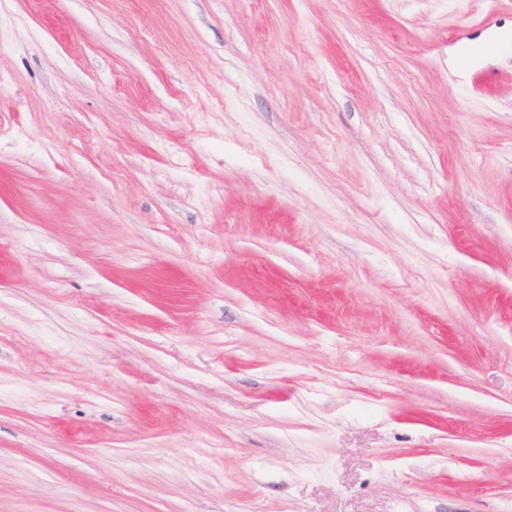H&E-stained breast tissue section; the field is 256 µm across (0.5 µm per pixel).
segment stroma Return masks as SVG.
I'll list each match as a JSON object with an SVG mask.
<instances>
[{
    "label": "stroma",
    "instance_id": "1",
    "mask_svg": "<svg viewBox=\"0 0 512 512\" xmlns=\"http://www.w3.org/2000/svg\"><path fill=\"white\" fill-rule=\"evenodd\" d=\"M512 0H0V512H512Z\"/></svg>",
    "mask_w": 512,
    "mask_h": 512
}]
</instances>
